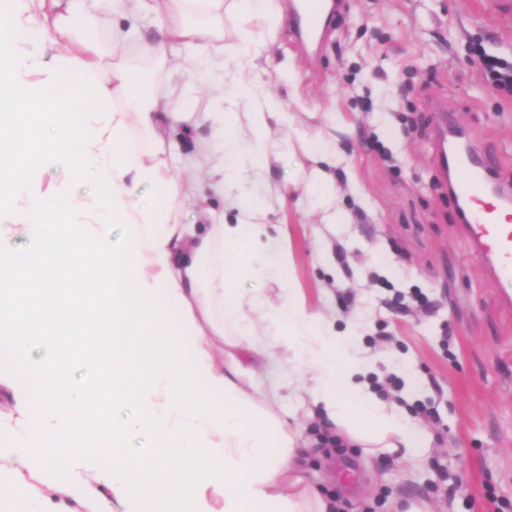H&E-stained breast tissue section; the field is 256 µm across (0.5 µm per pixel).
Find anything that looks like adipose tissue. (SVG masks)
Segmentation results:
<instances>
[{"mask_svg":"<svg viewBox=\"0 0 512 512\" xmlns=\"http://www.w3.org/2000/svg\"><path fill=\"white\" fill-rule=\"evenodd\" d=\"M0 0V335L13 365L0 386L14 404L0 411V436H13L0 462L23 474L52 446L71 438L77 418L104 450L93 483L46 495L24 482L14 512H332L328 496L304 477L301 422L316 419L364 458L422 460L431 436L364 380L356 326L337 333L320 312L289 292L274 304L246 293L247 277L285 278L270 264L264 224L248 180L230 160L243 133L256 140L253 168L272 156V94L246 74L260 47L253 23L271 0ZM239 15L233 53L213 46L215 30L198 15ZM123 18H158L140 53L163 61L203 46L195 65L224 90L218 119L223 153L196 150V165L219 176L235 224H187L184 200L198 183L176 174L170 150L179 127L205 112L168 109L147 71L127 60L103 68V47L78 37V21L101 7ZM58 32L67 50L47 53L42 36ZM26 30L30 45L17 49ZM149 138L133 145L131 131ZM86 177L90 199L67 184L43 186V170ZM25 239V249L14 248ZM51 271L63 287L40 283ZM68 337L93 371L75 386L53 338ZM276 361L298 406L282 415L253 383L257 361ZM143 452H134L135 443Z\"/></svg>","mask_w":512,"mask_h":512,"instance_id":"adipose-tissue-1","label":"adipose tissue"}]
</instances>
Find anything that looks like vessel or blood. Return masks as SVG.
Returning <instances> with one entry per match:
<instances>
[{
  "instance_id": "obj_1",
  "label": "vessel or blood",
  "mask_w": 512,
  "mask_h": 512,
  "mask_svg": "<svg viewBox=\"0 0 512 512\" xmlns=\"http://www.w3.org/2000/svg\"><path fill=\"white\" fill-rule=\"evenodd\" d=\"M337 0H289L288 13L295 23L299 50L321 39ZM449 170V192L463 208L462 222L474 250L486 261L499 287L512 288V207L491 191L494 163L482 149L471 146L459 152H440Z\"/></svg>"
}]
</instances>
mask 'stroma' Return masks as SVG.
I'll return each mask as SVG.
<instances>
[{
  "label": "stroma",
  "instance_id": "obj_1",
  "mask_svg": "<svg viewBox=\"0 0 512 512\" xmlns=\"http://www.w3.org/2000/svg\"><path fill=\"white\" fill-rule=\"evenodd\" d=\"M272 47L254 60L293 127L251 190L268 227L271 259L287 256L293 287L312 311L376 358L373 391L409 416L431 412L424 462L388 456L362 463L359 449L325 448L322 425L307 476L340 512H387L397 495L428 499L433 512H512V299L486 273L462 231L443 172L436 115L498 150L497 182L512 186V98L486 82L471 48L512 57V17L489 25L476 0H348L311 66L288 46L289 16L257 22ZM157 93L194 112H220L223 92L197 82L184 58L147 67ZM321 146L307 155L301 140ZM336 183L345 218L330 226L313 212L307 173ZM62 463L36 473L84 482L100 449H63Z\"/></svg>",
  "mask_w": 512,
  "mask_h": 512
}]
</instances>
